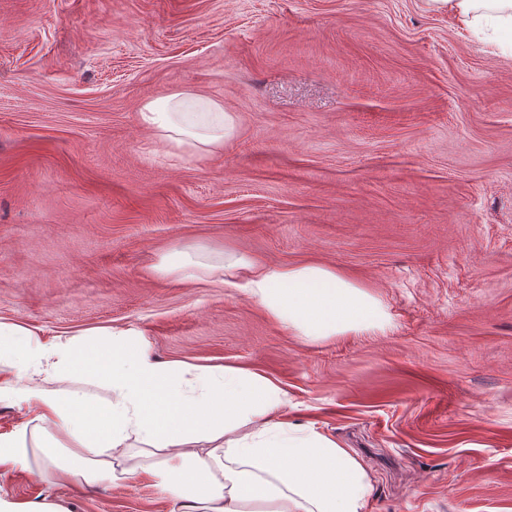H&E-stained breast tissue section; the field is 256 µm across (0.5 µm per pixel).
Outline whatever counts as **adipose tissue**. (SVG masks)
I'll use <instances>...</instances> for the list:
<instances>
[{"mask_svg": "<svg viewBox=\"0 0 512 512\" xmlns=\"http://www.w3.org/2000/svg\"><path fill=\"white\" fill-rule=\"evenodd\" d=\"M433 2L464 25L489 19L512 34V0ZM140 119L170 151L199 159L222 152L235 131L223 102L189 90L145 102ZM232 266L254 303L307 340L388 323L378 298L331 267L246 257ZM43 373L52 388L37 382ZM77 375L110 400L68 389ZM3 398L23 419L0 435V471L29 467L28 428L50 422L62 439L42 452L61 476L115 482L146 468L165 490L168 512H370L373 484L363 465L331 436L286 420L276 382L229 365L190 374L183 363L152 359L130 330L46 347L33 331L0 324Z\"/></svg>", "mask_w": 512, "mask_h": 512, "instance_id": "adipose-tissue-1", "label": "adipose tissue"}]
</instances>
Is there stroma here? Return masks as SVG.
<instances>
[{"mask_svg":"<svg viewBox=\"0 0 512 512\" xmlns=\"http://www.w3.org/2000/svg\"><path fill=\"white\" fill-rule=\"evenodd\" d=\"M181 89L236 116L223 152L141 124ZM228 251L335 268L391 324L307 341L225 285ZM185 259L198 278L160 269ZM0 322L264 373L372 512H512V48L431 0H0ZM48 494L166 509L142 469L0 474Z\"/></svg>","mask_w":512,"mask_h":512,"instance_id":"obj_1","label":"stroma"}]
</instances>
